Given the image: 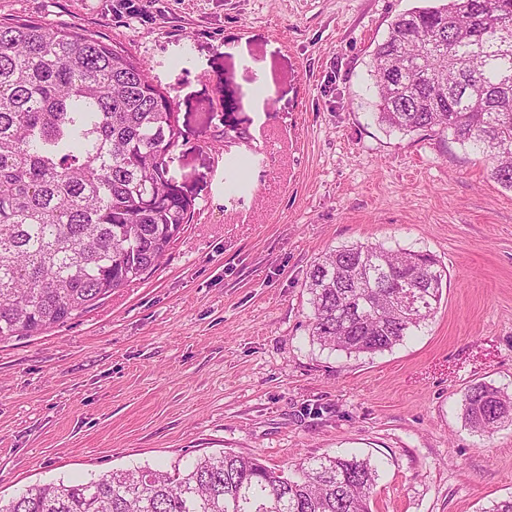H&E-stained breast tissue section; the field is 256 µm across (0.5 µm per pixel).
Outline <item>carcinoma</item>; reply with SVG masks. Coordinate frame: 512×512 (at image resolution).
I'll return each mask as SVG.
<instances>
[{"label": "carcinoma", "instance_id": "1", "mask_svg": "<svg viewBox=\"0 0 512 512\" xmlns=\"http://www.w3.org/2000/svg\"><path fill=\"white\" fill-rule=\"evenodd\" d=\"M375 121L448 133L512 189V0H441L398 14L373 50ZM173 100L102 37L0 19V341L93 310L165 259L194 199L168 176L186 139ZM448 274L429 253L356 242L309 271L311 336L348 354L401 344L433 317ZM462 419L512 424V392L470 386ZM379 474L355 455L291 472L202 456L183 471L116 470L30 487L0 512H372Z\"/></svg>", "mask_w": 512, "mask_h": 512}]
</instances>
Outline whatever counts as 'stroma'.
Here are the masks:
<instances>
[{"mask_svg":"<svg viewBox=\"0 0 512 512\" xmlns=\"http://www.w3.org/2000/svg\"><path fill=\"white\" fill-rule=\"evenodd\" d=\"M418 4L0 0L2 19L75 28L145 64L188 132L167 166L195 200L155 272L0 343V498L223 451L278 470L370 458L373 512L512 497V425L485 437L460 410L473 383L512 390V189L470 149L371 115V52ZM355 242L448 271L428 325L374 355L310 335L306 277Z\"/></svg>","mask_w":512,"mask_h":512,"instance_id":"1","label":"stroma"}]
</instances>
